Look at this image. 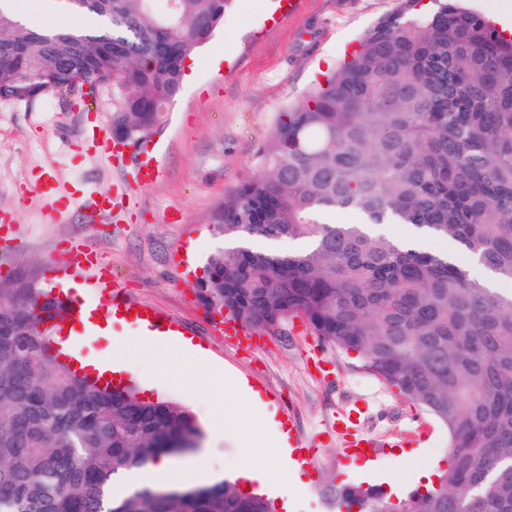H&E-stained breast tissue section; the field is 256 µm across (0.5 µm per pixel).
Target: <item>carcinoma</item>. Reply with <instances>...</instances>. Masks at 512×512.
<instances>
[{"label":"carcinoma","instance_id":"cac0c4a2","mask_svg":"<svg viewBox=\"0 0 512 512\" xmlns=\"http://www.w3.org/2000/svg\"><path fill=\"white\" fill-rule=\"evenodd\" d=\"M230 4L86 0L96 23L62 29L28 26L0 0V100L85 97L108 82L112 134L142 148ZM342 209L361 223L327 221ZM213 224L229 245L199 288L225 319L300 318L448 429V467L411 512H512V287L480 286L462 260L512 284L511 39L456 0H400L278 115ZM37 308L66 312L34 283L0 284V512H273L227 479L125 482L197 441L194 417L87 383L51 352ZM334 498L346 512L392 506L372 489Z\"/></svg>","mask_w":512,"mask_h":512}]
</instances>
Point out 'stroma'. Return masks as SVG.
I'll use <instances>...</instances> for the list:
<instances>
[{
    "label": "stroma",
    "mask_w": 512,
    "mask_h": 512,
    "mask_svg": "<svg viewBox=\"0 0 512 512\" xmlns=\"http://www.w3.org/2000/svg\"><path fill=\"white\" fill-rule=\"evenodd\" d=\"M271 4L233 0L212 38L225 59L212 68L204 61L206 49L196 53L197 68L186 73L164 128L153 139L165 171L160 182L139 181L140 152L117 166L93 146V128L112 127L111 90L93 98L0 100V212L15 218L0 238V267L48 289V271L64 266L69 242L97 253L111 266L123 300L169 319L223 372L206 381L191 369L180 379L165 378L170 351L146 349L131 318L113 322L110 335H93L85 346L88 358L125 360L131 366L128 379L146 396L174 401L197 424H212L215 435L203 436L200 446L227 471L237 464L242 442L261 427L243 408L232 421L224 419L223 375L245 376L285 418L294 441L326 434L304 465L306 485L288 500L274 499L275 508L336 512L333 488L362 483L352 458L340 453L343 437L331 429L349 402L372 401L367 435L389 477L411 471L428 456L447 458L446 427L361 372L352 356L322 344L301 319L287 325L285 335L263 333L256 345L238 347L224 334L223 313L200 299L196 284L224 245L213 212L252 175L278 114L395 13L399 0H301L297 12L267 25L263 14ZM41 182L65 192L60 210L47 206L37 189ZM109 191L128 192V202L107 218H93V197Z\"/></svg>",
    "instance_id": "obj_1"
}]
</instances>
